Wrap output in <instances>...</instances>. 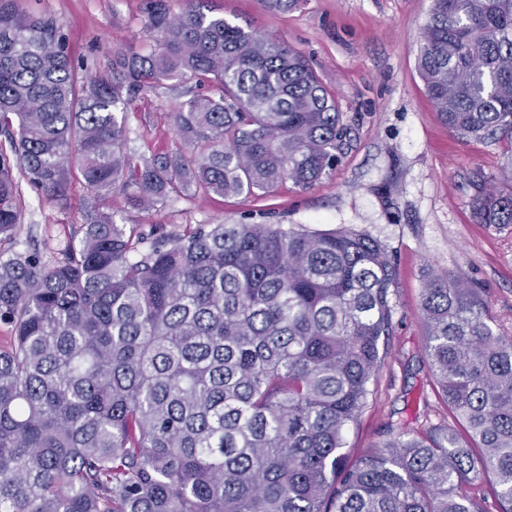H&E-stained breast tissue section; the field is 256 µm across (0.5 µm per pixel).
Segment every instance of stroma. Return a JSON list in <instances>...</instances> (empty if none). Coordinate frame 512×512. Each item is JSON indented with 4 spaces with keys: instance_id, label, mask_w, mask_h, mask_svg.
I'll return each mask as SVG.
<instances>
[{
    "instance_id": "stroma-1",
    "label": "stroma",
    "mask_w": 512,
    "mask_h": 512,
    "mask_svg": "<svg viewBox=\"0 0 512 512\" xmlns=\"http://www.w3.org/2000/svg\"><path fill=\"white\" fill-rule=\"evenodd\" d=\"M19 11L52 20L76 64L108 75L113 52H150L145 0H17ZM214 14L285 42L312 62L336 99L349 136L333 172L308 190L285 183L273 195L220 197L189 188L163 207L131 209L113 193L107 207L119 223L146 234L183 232L195 224H301L312 230L346 225L377 237L399 264L388 351L377 392L347 437L358 460L400 422L423 430L451 425L434 394L418 308L428 269L452 270L486 291L500 328L512 333V226L474 223L469 179L482 171L500 182L507 142L465 144L440 121L418 75L421 35L433 0H301L285 13L262 0H208ZM191 87L167 80L133 99L127 149L136 158L176 153L172 119ZM79 182L62 201L23 186L20 237L46 254L85 221Z\"/></svg>"
}]
</instances>
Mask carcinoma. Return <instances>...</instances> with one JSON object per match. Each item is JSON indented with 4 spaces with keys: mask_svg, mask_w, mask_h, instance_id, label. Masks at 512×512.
Masks as SVG:
<instances>
[{
    "mask_svg": "<svg viewBox=\"0 0 512 512\" xmlns=\"http://www.w3.org/2000/svg\"><path fill=\"white\" fill-rule=\"evenodd\" d=\"M146 0L160 50L82 75L54 23L0 0V512H487L461 491L491 474L512 512V335L484 288L427 271L419 316L455 425L391 429L359 461L347 434L392 332L399 268L350 227L199 224L145 238L105 205H165L189 187L268 196L333 171L348 130L298 51L206 0ZM417 69L443 123L512 145V0H434ZM169 79L182 151L136 161L125 109ZM63 200L82 236L49 258L18 241L17 176ZM478 224L512 225V179L470 181Z\"/></svg>",
    "mask_w": 512,
    "mask_h": 512,
    "instance_id": "carcinoma-1",
    "label": "carcinoma"
}]
</instances>
